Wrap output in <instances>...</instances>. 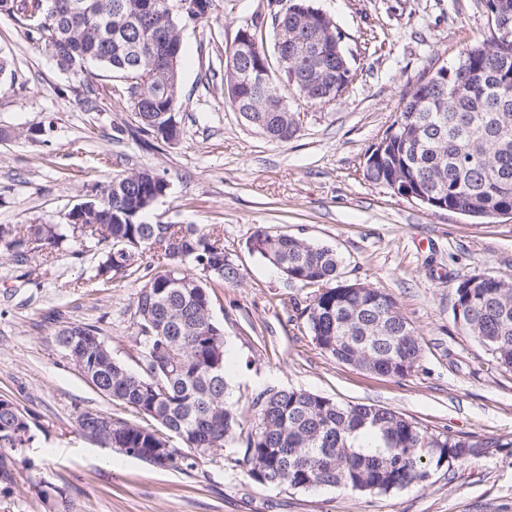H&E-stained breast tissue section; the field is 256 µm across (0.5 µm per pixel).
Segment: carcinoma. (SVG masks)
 I'll return each mask as SVG.
<instances>
[{
  "mask_svg": "<svg viewBox=\"0 0 512 512\" xmlns=\"http://www.w3.org/2000/svg\"><path fill=\"white\" fill-rule=\"evenodd\" d=\"M27 34L67 71L73 61L96 63L123 79L143 76L132 112L136 132L164 145L181 137L176 109L181 93L180 30L206 24L216 0H192V13L169 12L175 0H0ZM490 36L467 47L458 62L422 75L401 111L372 146L364 163L370 181L434 210L477 218L512 214V0H488ZM289 13L270 22L274 43L311 39L326 32L323 48L305 54L268 52L264 21L245 26L247 54L230 46L220 78L238 112L260 122L269 138L296 136V113L284 111L281 85L321 104L353 82L341 31L310 0H288ZM249 73L236 78L237 66ZM166 180L150 171L115 174L96 187L78 224H0V251L17 258L31 249L68 244L75 258L85 243L102 252L91 280L104 288L119 275L141 281L134 317L141 344L140 371L112 357L93 325L71 324L55 334L57 345L80 365L102 394L159 425L147 428L94 411L79 415L80 431L109 448L148 463L154 448L171 447L173 468H192L215 448L241 442L239 463L265 487L306 490L330 487L386 495L426 481L432 469L475 457L512 440L432 430L412 417L376 405H343L320 394L269 389L254 401V423L236 435L239 418L225 399L224 327L211 315L214 286L234 283L240 272L224 255V230L212 224H149L143 216L166 193ZM248 250L288 280L316 288L305 307L320 350L337 361L383 376L403 378L416 367L414 329L396 302L370 284L339 280L333 249L307 244L259 226ZM454 304L459 322L496 362L512 368V279L474 273L461 279ZM33 438L26 413L0 398V480L17 452Z\"/></svg>",
  "mask_w": 512,
  "mask_h": 512,
  "instance_id": "carcinoma-1",
  "label": "carcinoma"
}]
</instances>
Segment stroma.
<instances>
[{"label": "stroma", "mask_w": 512, "mask_h": 512, "mask_svg": "<svg viewBox=\"0 0 512 512\" xmlns=\"http://www.w3.org/2000/svg\"><path fill=\"white\" fill-rule=\"evenodd\" d=\"M344 35L355 71L349 90L326 104L296 97L293 139L271 140L235 112L209 62L240 27L269 15L268 0H217L216 44L181 29L177 145L157 149L128 137L132 106L114 95L119 79L88 64L74 75L39 51L23 25L0 13V224H62L95 183L148 169L168 190L151 224H217L237 283L214 290L224 327L229 399L251 429L254 398L297 389L342 403L376 404L429 428L512 440V369L456 323L457 283L477 272L512 276V218L484 223L432 210L363 176L365 154L399 112L424 68L455 62L487 34L484 0H311ZM95 110H88L87 98ZM332 247L341 280L384 289L412 324L420 356L410 375L385 377L329 358L303 312L312 288L287 282L248 252L258 226ZM100 247L35 251L25 262L0 251V397L25 409L34 441L10 480L0 512H512V447L434 471L389 495L318 487L269 488L250 480L233 448H216L191 469H160L81 438L87 410L131 413L100 393L55 343L69 323L97 326L114 358L138 370L133 319L137 285L87 282Z\"/></svg>", "instance_id": "1"}]
</instances>
